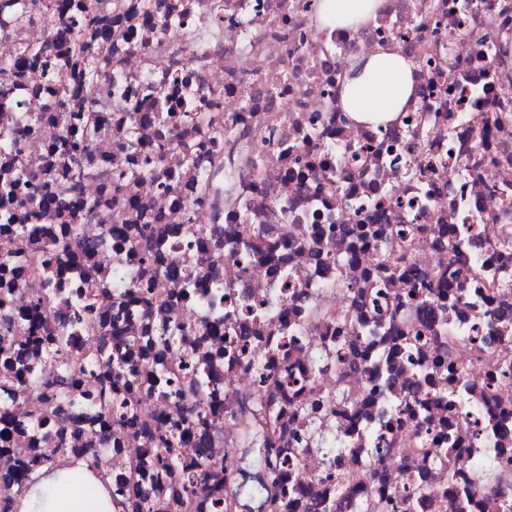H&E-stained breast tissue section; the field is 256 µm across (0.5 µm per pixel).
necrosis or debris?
<instances>
[{"mask_svg": "<svg viewBox=\"0 0 512 512\" xmlns=\"http://www.w3.org/2000/svg\"><path fill=\"white\" fill-rule=\"evenodd\" d=\"M59 2L0 0V512L49 437L112 512H512V0ZM391 49L413 95L358 123ZM159 434L220 476L189 510ZM381 0H327L325 18L336 27L355 28L373 17ZM343 106L356 120L378 123L400 112L413 89L412 64L397 53L373 54L352 67Z\"/></svg>", "mask_w": 512, "mask_h": 512, "instance_id": "4bbe7bcc", "label": "necrosis or debris"}]
</instances>
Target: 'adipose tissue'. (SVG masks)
<instances>
[{"label":"adipose tissue","mask_w":512,"mask_h":512,"mask_svg":"<svg viewBox=\"0 0 512 512\" xmlns=\"http://www.w3.org/2000/svg\"><path fill=\"white\" fill-rule=\"evenodd\" d=\"M381 0H326L329 24L354 28L377 12ZM343 106L356 120L378 123L400 112L413 89L412 64L397 53L359 60L352 68ZM32 493L18 499L14 512H89L80 486L66 485L60 474L39 470L31 477Z\"/></svg>","instance_id":"obj_1"}]
</instances>
